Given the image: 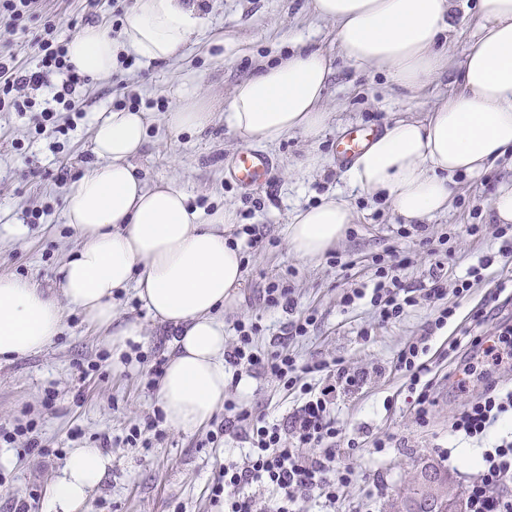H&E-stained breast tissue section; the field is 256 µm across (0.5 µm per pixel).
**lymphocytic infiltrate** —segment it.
Returning a JSON list of instances; mask_svg holds the SVG:
<instances>
[{"label":"lymphocytic infiltrate","mask_w":512,"mask_h":512,"mask_svg":"<svg viewBox=\"0 0 512 512\" xmlns=\"http://www.w3.org/2000/svg\"><path fill=\"white\" fill-rule=\"evenodd\" d=\"M35 0H0V17L5 26L0 35L11 38L27 34L38 48L34 63L19 64L12 59H0V107L12 91L27 87L39 88L49 74L61 76L52 100L70 112L79 111L75 99L78 88L87 81L68 59L66 41L60 40L55 23H44L41 29L30 31L26 24L32 15ZM429 278L426 284L413 289L400 277L407 265V256L390 250L386 255L372 258L375 283L371 293L352 288L344 294L345 304L369 298L380 322L399 318L405 308L421 303L437 305L436 317L428 321L419 341L409 344L397 356V363L406 372L409 388L415 393L416 414L425 417L430 402L432 383L426 375L429 366L425 356L428 342L455 315V305L446 303L447 289L441 272L447 258L442 250L432 248ZM256 324L239 322L238 336L224 350V361L232 368L247 370L259 367L287 389L299 390L305 400L284 423L259 425L254 423L249 409H236L234 416L225 418L224 428L239 431L248 439L250 449L242 461L225 463L211 488L213 503L222 504L224 512H301L300 504L309 499L322 500L324 506L335 507L345 488L352 481L351 469L336 467V438L339 430L328 412L336 398L337 388L356 389L367 380L363 370H352L342 363L325 361L299 364L288 351L267 358L252 352V333ZM465 378L476 372L490 373L492 369L512 364V328H500L493 336L471 335L465 350ZM318 373L320 383L307 382V375ZM512 412V391L498 389L494 381H486L481 397L466 407L454 422L455 431L468 437H480L506 413ZM482 468L466 488L467 512H512V497L492 494L491 488L504 476L512 475V439L502 440L482 455ZM269 490V500H260L252 493L253 485Z\"/></svg>","instance_id":"f902f5d3"}]
</instances>
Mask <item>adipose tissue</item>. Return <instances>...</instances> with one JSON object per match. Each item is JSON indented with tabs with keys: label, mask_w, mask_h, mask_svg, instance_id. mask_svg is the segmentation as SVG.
<instances>
[{
	"label": "adipose tissue",
	"mask_w": 512,
	"mask_h": 512,
	"mask_svg": "<svg viewBox=\"0 0 512 512\" xmlns=\"http://www.w3.org/2000/svg\"><path fill=\"white\" fill-rule=\"evenodd\" d=\"M315 16L334 23L343 56L417 91L441 77L448 57L437 51L451 29V0H312ZM480 23L464 55L458 90L425 116L395 120L357 155L344 173L351 188L386 202L398 215L423 222L448 212L456 176L480 177L512 158V0H479ZM201 19L191 0H135L121 43L108 28L85 27L71 37L68 56L83 74H111L118 49L146 63L173 57L197 34ZM332 59L319 51L289 54L239 83L224 114L243 140L279 142L291 133L316 138L330 118L323 105ZM148 134L146 113L116 109L97 123L99 162L65 198L68 225L79 234L75 257L60 269L63 301L31 280L0 277V360L36 354L58 336L62 304L109 329L123 351L137 324L112 330V301L134 289L148 313L174 332L173 352L157 397L167 427L188 432L224 405V321L241 299L244 258L232 232L235 214L210 216L168 182L152 186L132 160ZM355 212L341 193L295 209L286 227L290 252L322 257L343 237ZM111 464L92 447L73 449L51 492L48 512H77Z\"/></svg>",
	"instance_id": "obj_1"
}]
</instances>
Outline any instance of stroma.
Returning a JSON list of instances; mask_svg holds the SVG:
<instances>
[{"label": "stroma", "mask_w": 512, "mask_h": 512, "mask_svg": "<svg viewBox=\"0 0 512 512\" xmlns=\"http://www.w3.org/2000/svg\"><path fill=\"white\" fill-rule=\"evenodd\" d=\"M82 8L83 0H39L30 25L37 28L52 20L68 37L82 27ZM197 9L203 24L189 44L150 65L119 52L110 75L90 78L79 89L82 113L60 109L45 117V88L17 92L18 100L29 103L24 111L0 107V275L31 279L59 296V269L79 247L66 223L65 195L98 162L92 149L98 119L137 101L139 110L151 116L146 143L134 160L144 182L173 183L204 213L225 207L235 211L240 223L235 238L243 246L247 276L240 304L224 312L227 340H234L239 321L254 322L259 331L253 351L263 357L277 352V338L293 313L268 306L262 295L269 284L285 282L293 290L295 313L317 316L307 335L288 343L298 362L339 359L368 374L363 387L339 389L330 407L341 431L336 455L354 470L336 512H392L409 477L428 464L446 472L454 492H464L475 478L485 443L464 439L451 426L483 383L473 381L466 395L452 390L448 375L461 354L449 352L448 346L494 293L498 314L482 325V332L512 326V296L496 291L502 268L512 269V257L498 254L502 241L492 231L490 207L498 185L512 180V162H499L478 179L458 177L448 213L428 221L426 233L403 235L405 222L390 207L348 187L336 161V142L348 127L381 130L404 113L432 109L456 91L452 75L413 94L374 69L352 67L341 54L331 22L314 16L311 0H198ZM452 24L444 47L456 65L479 24L476 0H454ZM300 47L325 52L335 61L325 94L330 113L325 130L313 140L291 133L275 144L242 143L224 122L234 87ZM186 94L212 114L204 131L177 133L166 123L167 112ZM249 149L268 154L273 167L268 184L245 191L226 178L224 165ZM311 155L321 157L320 168L308 169ZM338 190L355 210L354 224L329 255L304 261L290 254L285 228L291 212ZM473 224L483 225L480 235H470ZM251 228L262 236L261 246L254 249L247 246ZM425 235L448 240L443 279L451 288L480 257L492 255L496 261L463 296L451 291L446 297L456 304V315L430 344L434 403L421 420L395 360L435 317V308L409 307L396 321L382 324L368 299L348 307L342 296L351 285L370 282L372 256L392 246L410 258L400 272L405 284L426 279L430 262L421 242ZM115 311L119 321L140 325L135 349L112 354L105 331L67 305L60 333L48 347L0 364V430L10 432L34 421L40 439L56 451L43 458L27 452L26 437L12 444L0 439V512H15L20 500L30 512H47L61 467L72 449L82 447L101 449L112 466L81 512H216L207 488L225 460L239 459L244 440L221 434L227 416L221 410L194 431L167 428L149 446L124 444L130 428L158 409L148 368L154 357H170L173 334L133 294L122 295ZM224 398L277 423L301 403L300 394L287 393L281 383L254 371L230 376ZM378 441L384 444L379 451L374 448ZM380 481L386 485L384 493L367 500V492Z\"/></svg>", "instance_id": "1"}]
</instances>
